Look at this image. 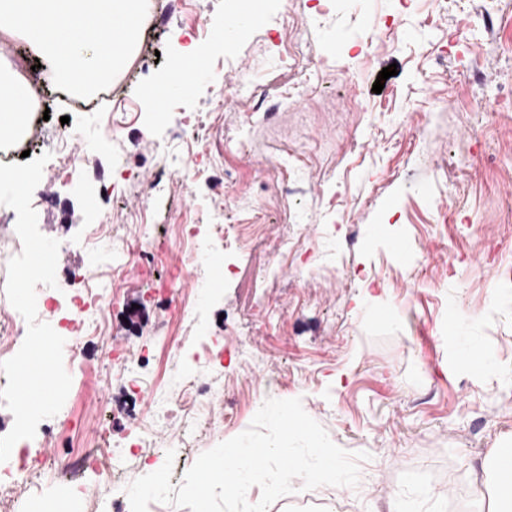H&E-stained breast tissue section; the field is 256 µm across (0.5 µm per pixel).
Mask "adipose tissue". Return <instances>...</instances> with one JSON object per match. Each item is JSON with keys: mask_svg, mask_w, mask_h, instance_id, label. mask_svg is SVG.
Listing matches in <instances>:
<instances>
[{"mask_svg": "<svg viewBox=\"0 0 512 512\" xmlns=\"http://www.w3.org/2000/svg\"><path fill=\"white\" fill-rule=\"evenodd\" d=\"M140 0H0V32L20 34L54 71L75 89L97 86L121 63L125 52L139 41L137 16ZM123 17L127 26L118 33L119 48L106 51L86 36L89 28L111 25ZM31 97L25 80L16 78L0 59V138H10L23 128L22 102Z\"/></svg>", "mask_w": 512, "mask_h": 512, "instance_id": "adipose-tissue-1", "label": "adipose tissue"}]
</instances>
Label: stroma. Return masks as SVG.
<instances>
[{
	"instance_id": "obj_1",
	"label": "stroma",
	"mask_w": 512,
	"mask_h": 512,
	"mask_svg": "<svg viewBox=\"0 0 512 512\" xmlns=\"http://www.w3.org/2000/svg\"><path fill=\"white\" fill-rule=\"evenodd\" d=\"M239 0H147L150 24L107 85L130 82L127 101L79 108L45 68L50 113L26 124L31 157L52 152L61 117L68 149L83 165L77 185L46 163L32 195L40 232L66 242L63 267L91 266L90 223L114 226L102 245L123 250L137 238L135 215L153 212L147 261L129 266L113 288L107 329L85 346L84 376L73 377L62 431H97L102 408L114 433L139 427L161 392L131 399L106 356L137 351L171 316L175 297L198 299L180 354L159 353L146 375L198 372L194 344H224V394L235 398L225 438L247 430L270 398H301L330 439L359 461L354 487L294 491L268 512H487L476 474L496 449L512 448V0H265L261 40L225 59L223 30ZM287 36L292 58L276 45ZM196 44L213 64L198 70L187 98L156 104L142 87L163 85L182 46ZM397 73L373 84L383 68ZM287 89V104L271 95ZM482 108H475V98ZM190 112L213 113L198 141L185 132ZM181 155L195 172L169 169ZM302 159L281 186L278 161ZM137 166L139 183L116 194V160ZM224 219L225 263L207 287L191 265L165 287L178 246L171 228ZM381 235H373L372 225ZM288 251L275 256L280 240ZM401 242L406 258L392 251ZM279 259L277 274L259 267ZM458 314L456 326L448 317ZM490 357L475 374L461 347ZM190 432L175 453L170 482L180 485L199 455L218 445L190 418L159 420L157 446Z\"/></svg>"
}]
</instances>
